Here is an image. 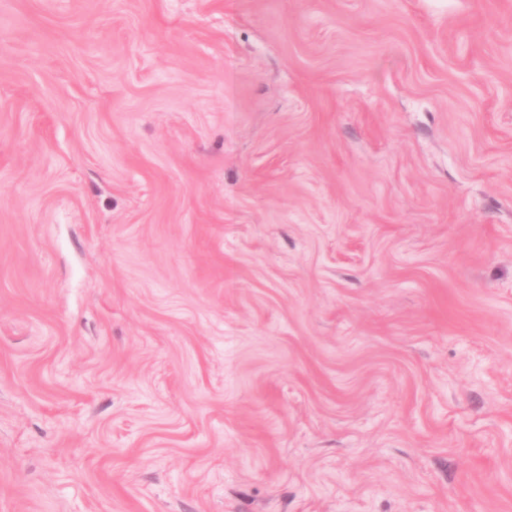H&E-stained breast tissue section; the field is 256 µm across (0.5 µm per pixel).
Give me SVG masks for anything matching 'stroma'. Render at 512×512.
Returning <instances> with one entry per match:
<instances>
[{
  "label": "stroma",
  "instance_id": "stroma-1",
  "mask_svg": "<svg viewBox=\"0 0 512 512\" xmlns=\"http://www.w3.org/2000/svg\"><path fill=\"white\" fill-rule=\"evenodd\" d=\"M0 512H512V0H0Z\"/></svg>",
  "mask_w": 512,
  "mask_h": 512
}]
</instances>
